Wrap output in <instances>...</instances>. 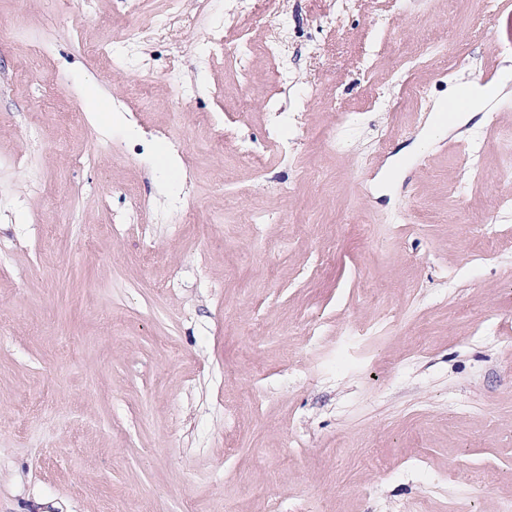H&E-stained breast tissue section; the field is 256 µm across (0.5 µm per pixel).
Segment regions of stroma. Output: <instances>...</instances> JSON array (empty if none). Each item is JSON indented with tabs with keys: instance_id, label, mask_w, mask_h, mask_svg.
Listing matches in <instances>:
<instances>
[{
	"instance_id": "stroma-1",
	"label": "stroma",
	"mask_w": 512,
	"mask_h": 512,
	"mask_svg": "<svg viewBox=\"0 0 512 512\" xmlns=\"http://www.w3.org/2000/svg\"><path fill=\"white\" fill-rule=\"evenodd\" d=\"M338 2L215 0L116 65L82 43L165 0H0V512L512 507V212L479 229L497 196L460 178L466 135L512 159V95L439 110L512 50L486 0ZM272 15L288 78L249 53L241 117L224 53ZM425 45L427 104L373 108ZM274 129L292 151L239 158Z\"/></svg>"
}]
</instances>
